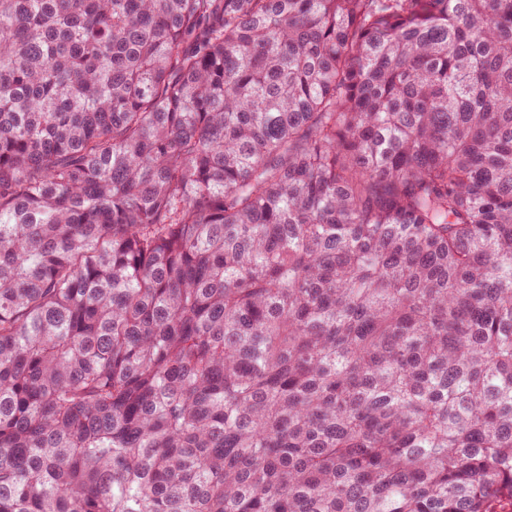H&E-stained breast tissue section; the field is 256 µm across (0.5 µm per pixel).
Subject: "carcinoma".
I'll return each instance as SVG.
<instances>
[{
  "instance_id": "carcinoma-1",
  "label": "carcinoma",
  "mask_w": 512,
  "mask_h": 512,
  "mask_svg": "<svg viewBox=\"0 0 512 512\" xmlns=\"http://www.w3.org/2000/svg\"><path fill=\"white\" fill-rule=\"evenodd\" d=\"M0 512H512V0H0Z\"/></svg>"
}]
</instances>
